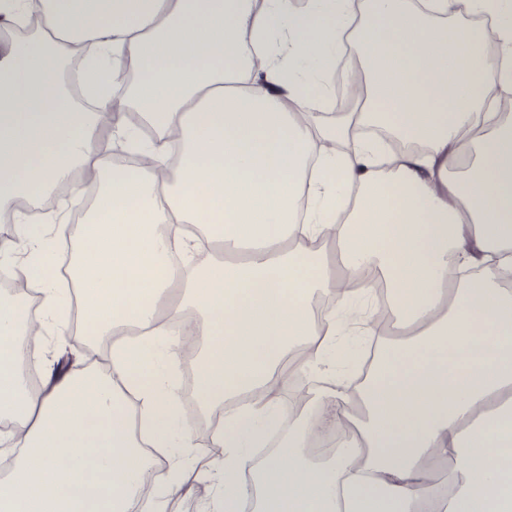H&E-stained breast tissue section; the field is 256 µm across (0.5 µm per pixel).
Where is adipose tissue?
<instances>
[{"label": "adipose tissue", "instance_id": "adipose-tissue-1", "mask_svg": "<svg viewBox=\"0 0 512 512\" xmlns=\"http://www.w3.org/2000/svg\"><path fill=\"white\" fill-rule=\"evenodd\" d=\"M453 3L0 0V23L42 14L37 37L0 48V215L12 217L0 256L20 253L43 295L34 330L24 293L0 292V427L16 448L0 512H165L191 477L216 489L210 512H512V123L496 110L512 59L485 31L438 24ZM346 41L364 97L322 123L306 107L329 99ZM79 51L90 110L61 80ZM118 148L150 168L119 164ZM79 170L100 182L93 202L71 188L54 221L34 222ZM76 208L71 244L56 225ZM212 245L221 253L193 263ZM62 262L85 333L112 339L109 361L48 365L35 390L23 362L59 333ZM366 271L400 335L378 348L348 436L334 352L354 325L376 326ZM318 297L332 307L319 320ZM161 311L196 343L195 400L173 388L183 344ZM300 376L303 414L283 401ZM218 406L223 453L187 473L193 414ZM329 428L338 451L314 456ZM160 456L153 494L142 475Z\"/></svg>", "mask_w": 512, "mask_h": 512}]
</instances>
